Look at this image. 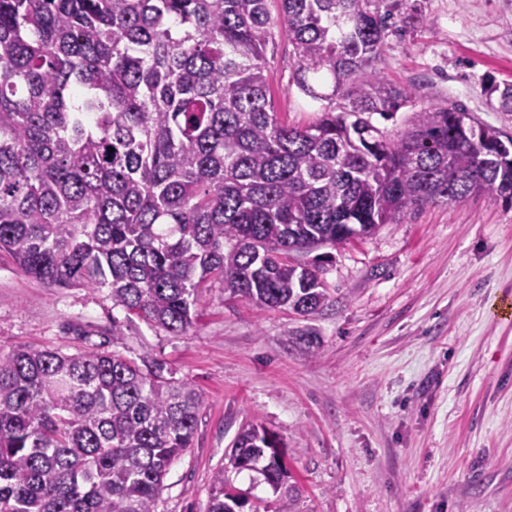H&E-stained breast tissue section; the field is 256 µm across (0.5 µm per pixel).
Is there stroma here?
<instances>
[{"label":"stroma","mask_w":512,"mask_h":512,"mask_svg":"<svg viewBox=\"0 0 512 512\" xmlns=\"http://www.w3.org/2000/svg\"><path fill=\"white\" fill-rule=\"evenodd\" d=\"M375 63L422 97L379 127L402 129L446 101L512 136L493 83H512V0H423ZM293 49L275 31L266 75L279 118L313 121L292 81ZM333 302L302 317L203 292L182 336L113 308L106 289L50 288L0 255V351L86 347L161 362L202 395L194 445L170 466L156 512H207L216 471L243 512H512V205L484 196L428 204L331 253ZM123 333L113 336V322ZM317 336L318 352L296 343ZM282 441L297 487L224 467L239 429Z\"/></svg>","instance_id":"1"}]
</instances>
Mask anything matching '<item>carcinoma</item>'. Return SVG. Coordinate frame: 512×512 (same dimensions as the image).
Segmentation results:
<instances>
[{
    "label": "carcinoma",
    "instance_id": "carcinoma-1",
    "mask_svg": "<svg viewBox=\"0 0 512 512\" xmlns=\"http://www.w3.org/2000/svg\"><path fill=\"white\" fill-rule=\"evenodd\" d=\"M0 0V252L55 288H105L173 335L202 290L301 316L332 297L321 247L430 203L512 204V137L448 101L388 133L421 96L373 66L419 0ZM321 104L275 112L266 48ZM344 103L336 105V96ZM201 393L112 352H0V512H156L193 447ZM278 438L241 428L236 470L283 485ZM213 476L208 512H240Z\"/></svg>",
    "mask_w": 512,
    "mask_h": 512
}]
</instances>
